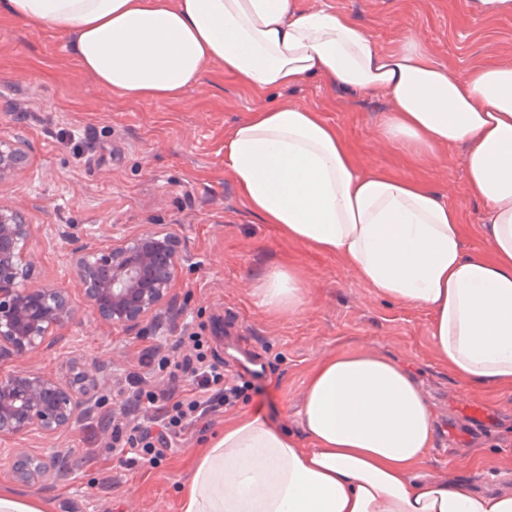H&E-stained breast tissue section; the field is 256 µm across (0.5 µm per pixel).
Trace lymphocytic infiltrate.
Returning <instances> with one entry per match:
<instances>
[{
  "mask_svg": "<svg viewBox=\"0 0 512 512\" xmlns=\"http://www.w3.org/2000/svg\"><path fill=\"white\" fill-rule=\"evenodd\" d=\"M183 342L177 358L159 361L161 384L149 385L139 374L128 375L130 392L122 412L124 418L139 415L137 424H127L124 418L97 423L128 465L154 463L194 423L220 407L234 406L249 386L244 377L228 378L222 360L208 357L203 337L192 334Z\"/></svg>",
  "mask_w": 512,
  "mask_h": 512,
  "instance_id": "obj_1",
  "label": "lymphocytic infiltrate"
}]
</instances>
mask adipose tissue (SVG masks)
<instances>
[{
	"label": "adipose tissue",
	"instance_id": "obj_1",
	"mask_svg": "<svg viewBox=\"0 0 512 512\" xmlns=\"http://www.w3.org/2000/svg\"><path fill=\"white\" fill-rule=\"evenodd\" d=\"M68 42L102 87L175 100L208 65L253 91L320 78L387 96L378 133L414 159L465 146L485 249L464 247L460 210L425 181L360 169L343 134L298 105L251 112L224 139L248 208L280 235L344 259L380 298L429 310V337L472 387L512 388V60L453 77L417 42L382 49L350 17L299 0H0ZM290 268L255 283L256 307L295 315ZM299 432L256 414L196 459L177 512H512V491L477 493L419 474L433 444L416 375L388 353L344 349L308 376Z\"/></svg>",
	"mask_w": 512,
	"mask_h": 512
}]
</instances>
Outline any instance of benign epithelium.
Listing matches in <instances>:
<instances>
[{
  "label": "benign epithelium",
  "instance_id": "benign-epithelium-1",
  "mask_svg": "<svg viewBox=\"0 0 512 512\" xmlns=\"http://www.w3.org/2000/svg\"><path fill=\"white\" fill-rule=\"evenodd\" d=\"M25 151L0 139V180L22 171ZM31 225L0 206V360H22L42 348L48 336L69 322L75 310L65 291L28 285L33 261L27 250ZM188 256L170 231L126 234L112 228V245L86 248L72 258L76 284L103 320L127 331L163 312L172 314L173 287ZM80 386L25 372L0 380V435H52L88 416L100 404ZM53 464L39 463L19 472L28 482L46 478Z\"/></svg>",
  "mask_w": 512,
  "mask_h": 512
}]
</instances>
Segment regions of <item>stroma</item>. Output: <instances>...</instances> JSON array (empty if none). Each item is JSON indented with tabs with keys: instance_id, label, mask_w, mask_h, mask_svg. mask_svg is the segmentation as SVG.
I'll use <instances>...</instances> for the list:
<instances>
[{
	"instance_id": "1",
	"label": "stroma",
	"mask_w": 512,
	"mask_h": 512,
	"mask_svg": "<svg viewBox=\"0 0 512 512\" xmlns=\"http://www.w3.org/2000/svg\"><path fill=\"white\" fill-rule=\"evenodd\" d=\"M469 2L300 0L350 16L382 47L413 39L454 76L478 62L512 59V11L481 15ZM288 103L322 113L362 168L424 179L459 208L466 247H483L484 207L466 193L463 148L416 161L381 139L384 94L356 96L321 79L255 92L213 65L181 99L128 100L84 72L62 37L0 13V138L21 143L27 155L24 172L0 182V203L20 207L32 226L31 286L63 289L77 310L49 346L0 362V380L29 372L67 381L85 370L98 383L104 415L123 400L141 350L175 356L184 334L206 336L227 376L240 370L248 349L265 367L234 407L198 422L154 467L128 468L85 418L50 437L0 436V489L51 500L54 512H177L192 461L225 424L250 412L298 430L307 375L336 350L359 346L419 370L435 428L427 477L478 490L512 487V390L470 388L449 374L430 342L425 309L377 297L340 257L261 223L225 170L231 128L257 108ZM116 224L129 233L163 225L179 237L191 261L175 283L183 310L177 321L151 318L128 332L100 319L84 299L70 258L110 246ZM275 266L304 279L307 301L297 315L273 316L252 301L255 282ZM474 410L488 422L479 433L471 427ZM26 458L55 462L51 477L22 481L17 464Z\"/></svg>"
}]
</instances>
